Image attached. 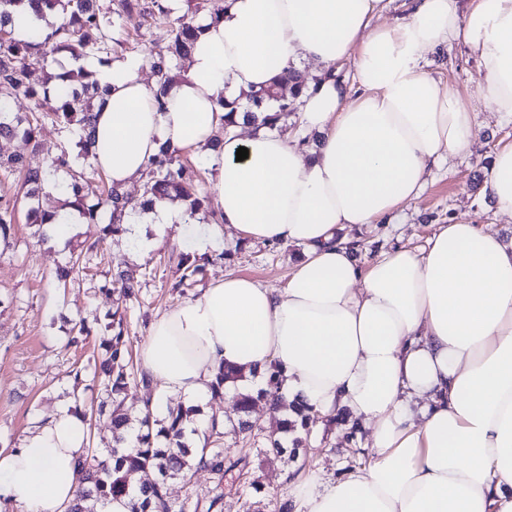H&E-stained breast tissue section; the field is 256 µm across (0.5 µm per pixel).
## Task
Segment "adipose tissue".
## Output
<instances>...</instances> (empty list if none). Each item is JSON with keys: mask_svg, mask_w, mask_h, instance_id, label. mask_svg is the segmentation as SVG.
Returning <instances> with one entry per match:
<instances>
[{"mask_svg": "<svg viewBox=\"0 0 512 512\" xmlns=\"http://www.w3.org/2000/svg\"><path fill=\"white\" fill-rule=\"evenodd\" d=\"M384 0H225L198 19L187 71L167 88L137 58L97 68L102 94L92 162L113 183L140 180L162 150H198L213 170L217 219L175 201L126 212L137 249L171 227L199 253L232 229L258 243L302 246L287 288L232 271L157 318L140 358L167 398L198 407L202 443L210 384L220 367L242 379L224 401L265 387L278 367L287 399L325 415L347 412L370 430L368 466L335 480L310 474L302 512H512V240L466 220L440 225L426 247H397L366 268L349 230L389 224L418 198L432 166L469 152L475 114L425 68L428 54L463 41L477 56L480 97L512 118V0H412L378 25ZM353 59L356 84L333 66ZM309 69L300 134L262 125L263 112L224 116L219 103ZM220 150H213L216 135ZM248 157L237 160L238 148ZM485 190L512 216V145L498 150ZM88 428L67 408L0 451V507L63 512L74 498Z\"/></svg>", "mask_w": 512, "mask_h": 512, "instance_id": "ef3b65f1", "label": "adipose tissue"}]
</instances>
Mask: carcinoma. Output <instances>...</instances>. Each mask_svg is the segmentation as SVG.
Returning a JSON list of instances; mask_svg holds the SVG:
<instances>
[{
    "mask_svg": "<svg viewBox=\"0 0 512 512\" xmlns=\"http://www.w3.org/2000/svg\"><path fill=\"white\" fill-rule=\"evenodd\" d=\"M28 2L36 13L44 9L51 11L62 7V21L45 34L36 33L20 39L14 34L11 25L10 8ZM194 13L207 14L218 20L223 4L215 0H190ZM118 0L123 13L144 14L153 7L160 14L167 13L164 0ZM112 27V9L102 10L96 0H0V101L25 98L34 102L31 115L21 116L8 109L0 108V138L21 137L28 143H36V133L45 121L59 123L68 128L74 138L78 155L88 160L93 156L95 114L93 107L81 97L80 90L97 87L93 74L83 68L72 69L58 75L63 85L51 91L45 87L37 90L30 82L31 66L38 65L50 51L66 50L75 56L85 53L109 51L106 31ZM197 37L193 23L179 17L171 22L170 41L166 50L153 56L152 68L160 85L173 80V72L180 61L187 57ZM306 88L305 80L297 73L290 72L273 84L248 95L250 106L258 109L266 100L280 102L279 112L265 118L270 124L296 108L299 95ZM0 167L23 175L24 183L33 186L29 196L36 197V187L46 176L61 170H71L69 158L61 155L51 160L47 169L32 168L26 160L15 155L0 161ZM66 198L58 205L45 208L37 205L31 208L36 222L40 225L62 223L61 212L74 209L88 222L99 223L101 213L108 214L107 222L99 230V236L87 244V250L99 249L101 242L109 236L125 232L120 222L123 212L137 208L138 202L112 181L99 184H79L64 186ZM158 199L174 198L183 201L190 214L194 215L203 206L194 186L186 181L185 166L177 151H165L150 164L146 171L142 197ZM16 205L12 200L0 196V238H7L15 223ZM180 279L173 284L178 289L201 281L204 265L184 257L179 263ZM85 269V253L72 251L65 264L56 270L54 280L67 285L76 280ZM112 291L124 301L137 299L139 289L136 284L120 274L112 282ZM112 338L105 349V359L100 372L94 374L102 389L110 399V408L100 405L98 415L108 414L112 431V443L105 448L93 445V436H88L85 453L78 461V487L74 501L65 507V512H100L109 500L119 495L130 498L129 512H173L168 496V481L186 476L189 471L207 470L215 475L224 474V429L219 427L217 417H212L204 430L201 447L192 448L186 442L190 414L195 409L177 405L170 407L162 420L153 418L149 402L139 417H132L125 408L126 392L129 388L151 390V380L142 372L134 370L129 336H127L126 315L120 310L112 312ZM240 374L232 369L222 368L212 383L215 396L224 395V383L235 381ZM280 372L272 368L268 380V390L257 395L241 394L232 404L240 416L238 428H250L246 416L257 401L269 398L279 400ZM296 419L284 418L280 431L288 433L301 429L309 432L316 412L307 405H292ZM153 470L157 478L146 484H133L139 472Z\"/></svg>",
    "mask_w": 512,
    "mask_h": 512,
    "instance_id": "carcinoma-1",
    "label": "carcinoma"
}]
</instances>
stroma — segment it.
<instances>
[{
	"mask_svg": "<svg viewBox=\"0 0 512 512\" xmlns=\"http://www.w3.org/2000/svg\"><path fill=\"white\" fill-rule=\"evenodd\" d=\"M186 6L171 10L169 18L186 14ZM169 18L155 15L113 13L110 34L114 40L109 61L128 56L148 59L151 52L164 46L170 37ZM433 76L450 83L472 101L478 114L472 150L432 168L418 199L404 210L402 223L373 225L355 235V258L367 267L381 252L397 247H421L438 225L454 219L479 224L486 231L512 237V221L495 212L483 186L491 155L512 144V121L501 118L478 97L483 74L476 55L463 43L428 55ZM38 146L21 138L0 139V156L22 154L32 166L48 158L70 153L73 168L84 166L75 157L74 139L68 129L45 124L38 135ZM0 196L15 200L18 221L7 239L0 241V445L18 447L36 420L46 416L58 403L69 407L100 401L103 391L93 382L94 365L101 355L100 346L111 336L110 313L117 305L115 295L103 289L113 273L128 271L141 282L140 298L128 304V333L133 349H141L151 323L170 308L200 294V287L172 291L177 273L173 258L188 248L177 230H169L161 245L134 257L122 237L107 238L105 256L88 255L89 271L71 288L60 290L50 283V275L63 264L73 248L94 239L98 227L81 224L78 232L64 245L40 240L26 221L32 205L17 176L0 171ZM302 256L297 245L255 243L228 237L221 248L208 253L207 278L233 271L252 277L265 286L281 289L288 274ZM84 321L90 330V343L76 348L68 343L71 324ZM82 369L86 380L74 386L71 372ZM250 419L251 435L232 433L224 437V474L202 471L189 481L173 479L168 483L174 505L191 499L207 503L222 495L224 512H274L277 500L292 497L298 481L310 472L333 480L352 467L365 463V435L345 439L344 425H326L317 421L310 430L305 460L290 455H263L270 436L280 420L272 409L255 404ZM263 491L252 494L251 483Z\"/></svg>",
	"mask_w": 512,
	"mask_h": 512,
	"instance_id": "obj_1",
	"label": "stroma"
}]
</instances>
